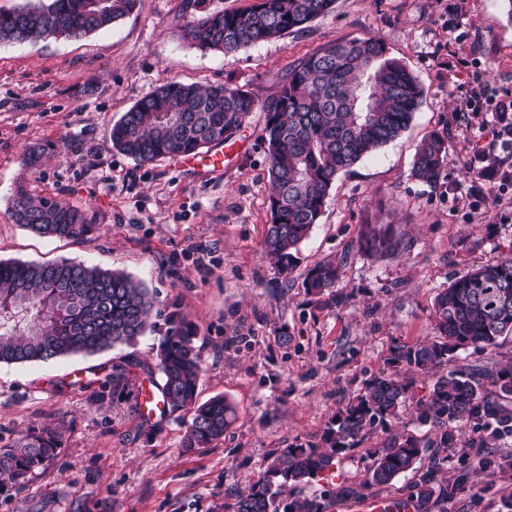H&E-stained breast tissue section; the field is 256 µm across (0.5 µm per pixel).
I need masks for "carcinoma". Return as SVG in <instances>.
<instances>
[{
    "mask_svg": "<svg viewBox=\"0 0 512 512\" xmlns=\"http://www.w3.org/2000/svg\"><path fill=\"white\" fill-rule=\"evenodd\" d=\"M89 0H39L0 11V44L92 33L130 14L136 0H106L102 10ZM334 0H253L235 11L192 17L185 41L226 54L304 28L326 14ZM424 96L417 77L387 55L376 38L324 46L291 68L277 93L263 104L269 157L271 222L264 239L268 257L282 267L321 217L337 176L371 156L407 129ZM255 101L227 86L200 89L170 82L140 99L109 130L112 146L141 162L183 155L221 144L244 124ZM447 137L435 133L417 149L412 175L437 182L447 157ZM16 223L42 237L80 240L97 226L56 197L30 196L18 187L12 200ZM358 248L367 254H393L399 241L389 224H369ZM341 262L329 260L309 273L305 288L322 294L336 284ZM155 301L143 283L120 272L62 260L48 263L0 261V364L47 362L71 355L91 356L129 345L154 328ZM437 336L414 345L396 343L387 362L394 368L436 377L429 393L416 396L414 382L398 373L371 379L336 415L319 439L277 450L264 473L224 512H328L324 496L304 488L330 469L336 455L355 447L377 425L400 419L411 402L412 420L429 427L424 440L411 431L385 439L368 451L370 486L390 484L415 469L425 453L431 465L414 488L416 501L444 505L463 490L464 479H438L450 448H470L478 466L491 467L485 449L512 435V365L499 369L453 366L459 349L485 350L512 334V257L475 268L434 299ZM141 363L121 357L89 369L83 389L95 401L114 398L129 387L130 370ZM162 374L164 414L191 411L183 447L208 448L224 437L232 406L222 396L196 403L200 357L185 320L170 321L157 352ZM482 429L466 441L462 430ZM69 427L49 422L22 431L0 448V493L21 488L29 475L54 459Z\"/></svg>",
    "mask_w": 512,
    "mask_h": 512,
    "instance_id": "obj_1",
    "label": "carcinoma"
}]
</instances>
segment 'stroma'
Masks as SVG:
<instances>
[{
  "instance_id": "1",
  "label": "stroma",
  "mask_w": 512,
  "mask_h": 512,
  "mask_svg": "<svg viewBox=\"0 0 512 512\" xmlns=\"http://www.w3.org/2000/svg\"><path fill=\"white\" fill-rule=\"evenodd\" d=\"M190 0H138L110 28L0 45V261L73 260L142 281L158 303L176 304L195 329L202 372L198 401L221 395L235 409L223 438L183 453L190 414L153 428L138 401L160 373L134 371L128 391L95 403L75 387L88 367L130 356L156 364L161 332L93 356L0 365V447L45 422L71 430L58 455L22 490L0 495V512H212L264 471L272 450L319 438L365 383L390 374L389 347L435 335L434 298L467 271L512 254V185L471 180L474 148L493 116L466 109L472 90L512 99V0H336L303 30L233 54L180 37ZM375 37L425 89L410 126L341 172L290 272L264 249L271 184L262 105L290 67L334 42ZM173 81L247 91L256 106L224 152V168L141 164L108 132L148 93ZM440 132L448 156L436 184L411 175L417 146ZM41 148L37 167L25 154ZM84 211L98 229L82 240L40 237L16 224L18 187ZM394 225L397 255L358 249L363 225ZM339 259L330 292L307 294L319 262ZM399 424L375 428L306 486L332 493L329 512L355 500L408 499L415 473L364 486L367 449ZM469 449L448 451L447 479L464 478L448 512H512V467L480 474Z\"/></svg>"
}]
</instances>
